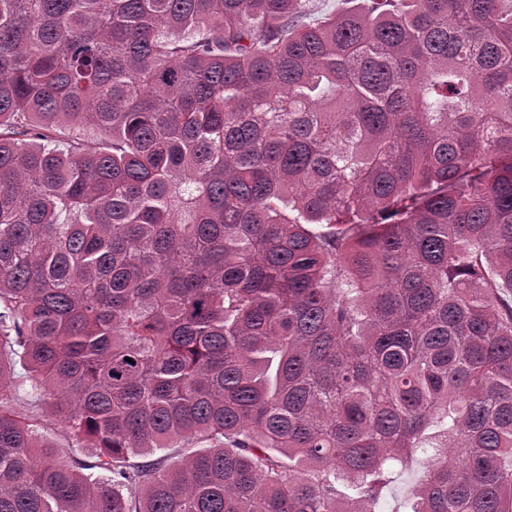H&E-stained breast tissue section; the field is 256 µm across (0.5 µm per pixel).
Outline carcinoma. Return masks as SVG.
<instances>
[{
	"mask_svg": "<svg viewBox=\"0 0 512 512\" xmlns=\"http://www.w3.org/2000/svg\"><path fill=\"white\" fill-rule=\"evenodd\" d=\"M311 15L0 0V512H512V0ZM419 459L413 464L412 468L400 476H398L393 483H391L388 488L387 494L391 497L403 498L414 487L415 483L418 480V477L421 472V464L419 463Z\"/></svg>",
	"mask_w": 512,
	"mask_h": 512,
	"instance_id": "carcinoma-1",
	"label": "carcinoma"
}]
</instances>
